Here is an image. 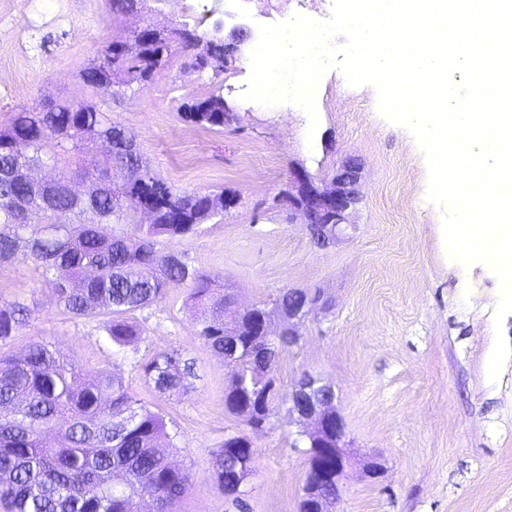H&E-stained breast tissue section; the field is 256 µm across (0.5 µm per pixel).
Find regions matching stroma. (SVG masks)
<instances>
[{
    "mask_svg": "<svg viewBox=\"0 0 512 512\" xmlns=\"http://www.w3.org/2000/svg\"><path fill=\"white\" fill-rule=\"evenodd\" d=\"M12 12V0H0V127L24 105L94 101L135 132L145 166L166 182L234 196V208L174 245L223 286L231 298L226 319L273 304L285 288L320 291L274 376L284 392L307 375L335 392L353 457L332 512H512V358L497 378L488 375L496 335L512 345V313L494 326L496 275L449 257L443 210L428 199L425 155L409 129L380 114L375 88L350 86L340 70H328L313 122L295 104L244 99L249 52L217 77L188 72L178 52L151 83L103 99L80 77L103 46L148 24L253 29L264 20L255 0H244L233 18L224 0H184L177 12L163 0H141L137 12L117 18L108 0H34L21 31L10 28ZM217 89L234 112L231 123L209 129L182 120V103ZM348 158L362 165L356 228L321 248L288 195L296 173L327 181ZM191 290L188 282L171 285L163 299L132 313L140 338L118 348L98 320L62 310L21 252L0 265V303L22 302L32 316L7 348L18 353L42 337L75 355L88 375L120 374L175 434L170 454L192 476L181 512H299L308 458L294 445L298 426L282 402L254 439L241 504L215 486L213 451L248 428L224 405L232 369L199 337ZM172 350L191 363L192 375L185 392L169 396L146 383L142 368ZM369 460L377 474L365 472Z\"/></svg>",
    "mask_w": 512,
    "mask_h": 512,
    "instance_id": "1",
    "label": "stroma"
}]
</instances>
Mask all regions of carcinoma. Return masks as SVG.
<instances>
[{
  "mask_svg": "<svg viewBox=\"0 0 512 512\" xmlns=\"http://www.w3.org/2000/svg\"><path fill=\"white\" fill-rule=\"evenodd\" d=\"M208 45L210 60L197 70L224 72V42H213L186 22L179 27ZM176 42L150 31L132 42L113 41L81 71L98 94L114 97L122 88L145 85L169 61ZM186 121L206 128L224 126V96L213 93L181 105ZM119 122L92 101L63 102L55 111L21 107L0 127V264L20 250L51 286L57 303L78 318H99L113 345L124 347L140 335L124 315L159 301L171 283L191 282V300L198 335L219 357L224 348L235 355L225 404L240 416L252 434L265 432V409L279 399L272 375L276 354L260 335L262 317L311 300V291L283 290L273 308L255 306L232 325L224 323V289L179 258L161 250L197 233L199 225L224 213V193L187 192L150 170L139 172L140 157L109 154L90 165L80 163L77 176L123 173V189L103 192L93 203L74 197L61 178L47 221H25L18 201L39 208L27 183L7 177L23 166L80 158L86 143L78 132L88 127L97 138L112 141ZM147 180L163 192L156 222L141 224L137 233L106 236L102 224H128L136 213L135 191ZM31 316L24 304L0 303V342L10 339ZM146 380L161 394L186 389L191 365L180 353L164 352L143 367ZM164 417L130 395L122 378L103 370L90 379L82 363L44 338L30 341L13 355L0 351V505L6 512H177L185 497L189 473L163 449ZM247 435L224 440L213 451L211 465L219 492L236 494L252 473L255 453ZM300 500V512H317L314 459Z\"/></svg>",
  "mask_w": 512,
  "mask_h": 512,
  "instance_id": "carcinoma-1",
  "label": "carcinoma"
}]
</instances>
